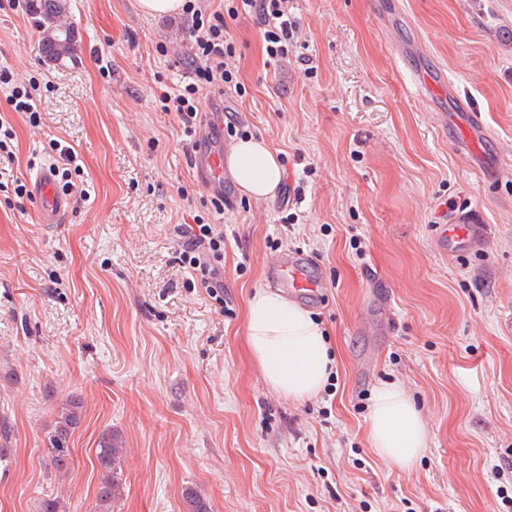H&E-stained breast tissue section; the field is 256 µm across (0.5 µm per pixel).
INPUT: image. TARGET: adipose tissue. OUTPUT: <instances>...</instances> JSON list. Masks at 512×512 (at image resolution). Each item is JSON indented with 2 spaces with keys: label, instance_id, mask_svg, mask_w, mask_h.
Segmentation results:
<instances>
[{
  "label": "adipose tissue",
  "instance_id": "ef3b65f1",
  "mask_svg": "<svg viewBox=\"0 0 512 512\" xmlns=\"http://www.w3.org/2000/svg\"><path fill=\"white\" fill-rule=\"evenodd\" d=\"M227 166L239 190L255 199L273 198L284 176L276 151L256 137L236 142ZM246 337L265 382L285 398L302 402L317 396L336 367L321 323L273 288L257 289L250 296ZM368 435L380 459L405 471L413 468L428 443L420 413L393 383L381 386L375 395Z\"/></svg>",
  "mask_w": 512,
  "mask_h": 512
}]
</instances>
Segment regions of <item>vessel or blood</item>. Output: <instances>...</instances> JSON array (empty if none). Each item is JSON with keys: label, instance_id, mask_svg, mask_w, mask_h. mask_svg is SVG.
Returning <instances> with one entry per match:
<instances>
[{"label": "vessel or blood", "instance_id": "b4317fda", "mask_svg": "<svg viewBox=\"0 0 512 512\" xmlns=\"http://www.w3.org/2000/svg\"><path fill=\"white\" fill-rule=\"evenodd\" d=\"M409 77L414 87L434 105L440 127L447 132L449 141L464 154L484 156L489 135L481 115L461 100L444 75L434 69L420 68L410 71ZM191 166L213 196H223V150L208 145L200 147L191 157ZM29 191L37 206L40 223L58 224L69 214L71 201L57 192L51 170L38 171L29 182ZM485 237L484 219L474 208L456 213L447 228V238L452 244L475 248L483 244ZM271 271L292 291L309 298L317 296L324 286L323 281L310 272L308 265L292 257H281Z\"/></svg>", "mask_w": 512, "mask_h": 512}]
</instances>
